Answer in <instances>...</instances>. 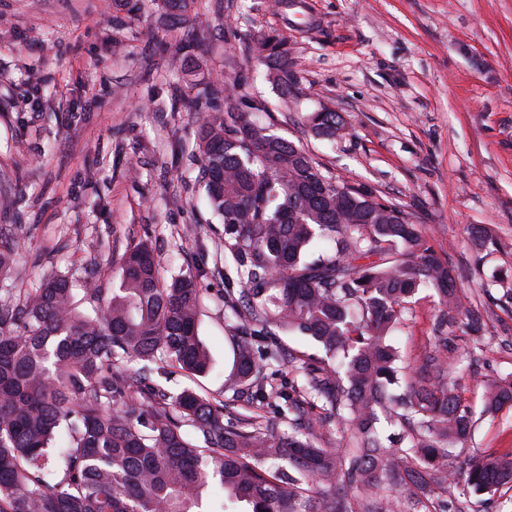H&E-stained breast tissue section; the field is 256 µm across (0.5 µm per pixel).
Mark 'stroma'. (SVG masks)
Returning a JSON list of instances; mask_svg holds the SVG:
<instances>
[{
	"mask_svg": "<svg viewBox=\"0 0 512 512\" xmlns=\"http://www.w3.org/2000/svg\"><path fill=\"white\" fill-rule=\"evenodd\" d=\"M195 0L199 24L169 28L160 0H0V239L19 252L0 290L25 292L53 273L78 290L110 288L121 257L151 244L164 277L203 288L199 335L209 373L170 370L189 389L248 411L228 390L224 229L196 182L197 115L175 105L188 89L181 59L242 84L260 122L305 149L321 172L402 209L453 271L485 326L436 347L437 293L420 289L393 330L402 365L438 358L445 387L477 411L471 439L448 466L512 453V408L483 411L486 388L512 377V0ZM278 33L288 66L259 62ZM289 95H282V85ZM342 118L333 137L309 113ZM489 229L481 250L471 230Z\"/></svg>",
	"mask_w": 512,
	"mask_h": 512,
	"instance_id": "35a3bbf8",
	"label": "stroma"
}]
</instances>
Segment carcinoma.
I'll return each mask as SVG.
<instances>
[{"instance_id":"cac0c4a2","label":"carcinoma","mask_w":512,"mask_h":512,"mask_svg":"<svg viewBox=\"0 0 512 512\" xmlns=\"http://www.w3.org/2000/svg\"><path fill=\"white\" fill-rule=\"evenodd\" d=\"M171 26L197 23L194 0H162ZM273 69L288 64L284 39L271 33L256 45ZM202 113L197 129L198 180L224 226V244L245 288L228 294L234 319V366L225 387L240 392L301 359L252 338L276 330L318 342L328 364L311 369L285 401L288 430L248 417L224 421L225 405L153 380L167 367L193 375L210 370L198 331L202 289L190 272L165 279L152 246L122 257V273L102 298L94 279L83 291L95 302L78 308L72 279L51 274L30 292L0 293V512H207L217 482L246 512H353L348 495L382 512V485L402 477L414 502L455 476L448 457L465 447L472 409L419 373L400 386L404 370L389 335L403 305L421 288L443 306L436 343L445 345L463 308L450 268L399 208L322 174L294 143L255 124L262 110L206 83L184 99ZM307 122L332 136L342 119L312 112ZM323 245L307 260L313 245ZM18 247L0 242V273ZM323 413L314 414V403ZM512 407V379L488 387L483 412ZM343 420L357 448H327L323 432ZM399 429L385 445L380 422ZM512 483V457L480 455L465 473L475 495Z\"/></svg>"}]
</instances>
